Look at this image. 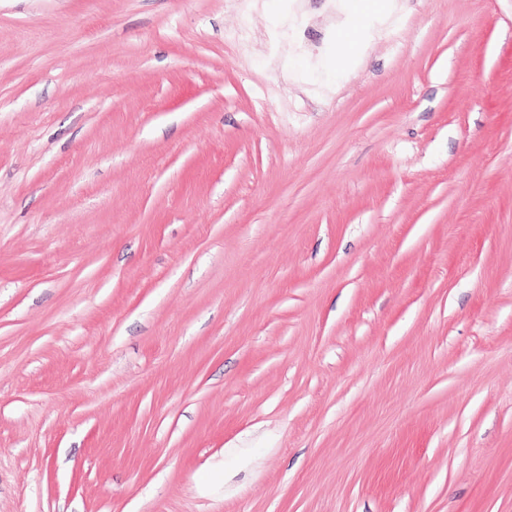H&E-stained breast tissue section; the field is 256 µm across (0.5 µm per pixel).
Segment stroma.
I'll list each match as a JSON object with an SVG mask.
<instances>
[{
  "instance_id": "35a3bbf8",
  "label": "stroma",
  "mask_w": 512,
  "mask_h": 512,
  "mask_svg": "<svg viewBox=\"0 0 512 512\" xmlns=\"http://www.w3.org/2000/svg\"><path fill=\"white\" fill-rule=\"evenodd\" d=\"M0 512H512V0H0Z\"/></svg>"
}]
</instances>
